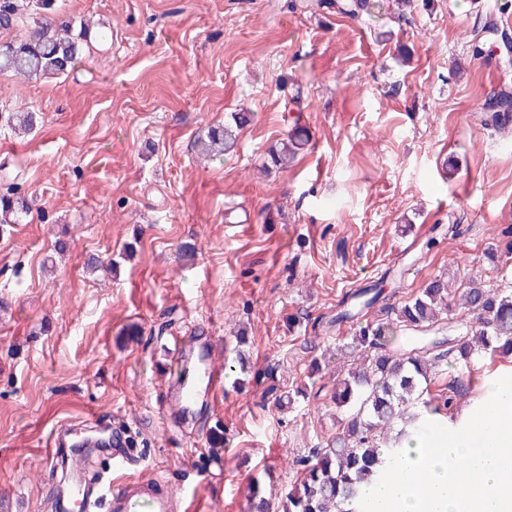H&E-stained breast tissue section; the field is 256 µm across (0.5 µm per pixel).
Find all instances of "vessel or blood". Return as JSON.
<instances>
[{
  "label": "vessel or blood",
  "mask_w": 512,
  "mask_h": 512,
  "mask_svg": "<svg viewBox=\"0 0 512 512\" xmlns=\"http://www.w3.org/2000/svg\"><path fill=\"white\" fill-rule=\"evenodd\" d=\"M223 380V368L216 365L212 352H205L196 360L192 379L180 385L178 396L184 407H192L201 390L220 388ZM135 463L131 452L113 449L112 464L120 477L104 486L91 481L82 465H75L70 484L72 500L91 508L105 505L107 512H139L144 506L151 512H176V503L163 483L130 474L129 468Z\"/></svg>",
  "instance_id": "obj_1"
}]
</instances>
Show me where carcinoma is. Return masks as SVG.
Listing matches in <instances>:
<instances>
[{
	"mask_svg": "<svg viewBox=\"0 0 512 512\" xmlns=\"http://www.w3.org/2000/svg\"><path fill=\"white\" fill-rule=\"evenodd\" d=\"M318 8H334L353 20L370 14L376 0H318ZM26 8L40 13L28 34L0 39V74L12 73L28 80L52 79L69 74L87 38L84 25L52 15L53 0H31ZM23 14L18 0H0V33L19 26ZM512 110V94L496 97L486 121L499 124L500 113ZM247 116L213 127L199 141L203 151L218 145L229 148ZM31 112H0V126L29 131ZM29 206L13 185L0 192V229L20 224ZM455 296L442 276L432 279L418 296L401 305L388 303L375 284L355 297L366 308L379 307L385 321L360 327L350 341L336 347L340 370L330 399L341 424L336 437L310 449L303 459L305 475L282 498L279 512H359L360 486L380 477L389 455L401 451L426 421L458 423V404L474 393L471 367L482 361L512 354V288H489L475 279L461 281ZM468 316L466 331L445 339L429 335L448 325L452 310ZM413 333L411 341L392 345L397 331ZM448 391L431 395L429 385L444 367Z\"/></svg>",
	"mask_w": 512,
	"mask_h": 512,
	"instance_id": "carcinoma-1",
	"label": "carcinoma"
}]
</instances>
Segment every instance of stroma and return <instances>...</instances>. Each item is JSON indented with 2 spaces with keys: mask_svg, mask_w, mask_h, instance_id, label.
Returning a JSON list of instances; mask_svg holds the SVG:
<instances>
[{
  "mask_svg": "<svg viewBox=\"0 0 512 512\" xmlns=\"http://www.w3.org/2000/svg\"><path fill=\"white\" fill-rule=\"evenodd\" d=\"M305 3L54 0L91 26L80 63L0 75V109L36 114L0 129V185L30 207L0 232V512H58L61 425L135 444L131 474L181 512H253L256 482L277 503L338 431L331 359L377 316L333 323L351 293L512 286V131L483 122L512 92V0L359 21ZM237 112L233 147L199 154ZM182 343L230 368L186 414L169 400Z\"/></svg>",
  "mask_w": 512,
  "mask_h": 512,
  "instance_id": "1",
  "label": "stroma"
}]
</instances>
